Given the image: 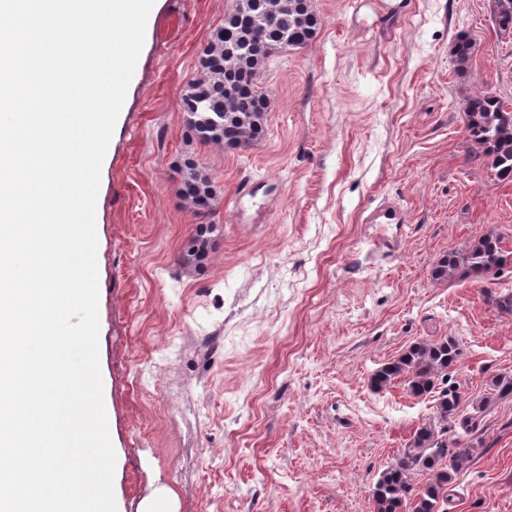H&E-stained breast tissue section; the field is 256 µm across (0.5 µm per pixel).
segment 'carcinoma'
I'll return each instance as SVG.
<instances>
[{"label": "carcinoma", "instance_id": "cac0c4a2", "mask_svg": "<svg viewBox=\"0 0 512 512\" xmlns=\"http://www.w3.org/2000/svg\"><path fill=\"white\" fill-rule=\"evenodd\" d=\"M497 26L512 30V0H493ZM319 19L313 0H233L202 51L200 76L181 97L190 137L200 146L245 150L263 134L268 93L258 82L259 71L274 49L307 46ZM453 62L467 72L472 46L465 38L453 43ZM466 140L495 170L496 178L512 180V111L500 99L474 94L463 104ZM182 198L201 216L215 206L209 173L187 159L177 170ZM504 237L490 232L462 249H450L431 269V280L486 281L512 271V250ZM209 233L196 225L179 261L188 267L208 260ZM488 305L512 316V289L485 290ZM463 351L453 336H430L410 343L397 357L368 375L374 392L401 383L414 398H432V412L415 428L406 448L378 472L372 491V512H448L450 486L472 461V440L486 427L485 417L499 400L512 398V375L491 378L484 396L467 406L454 373Z\"/></svg>", "mask_w": 512, "mask_h": 512}]
</instances>
